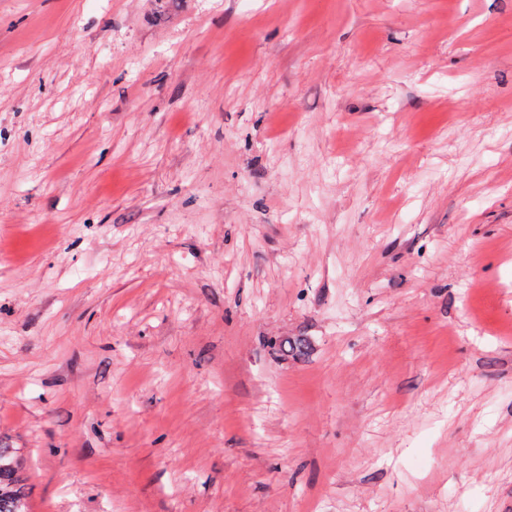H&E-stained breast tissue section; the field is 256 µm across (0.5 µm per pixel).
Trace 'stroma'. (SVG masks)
<instances>
[{
	"mask_svg": "<svg viewBox=\"0 0 512 512\" xmlns=\"http://www.w3.org/2000/svg\"><path fill=\"white\" fill-rule=\"evenodd\" d=\"M0 434L32 512H512V0H0ZM266 347L269 354L276 360H287L292 357L293 360L308 359L314 352V342L308 336H297L291 338L275 337L267 340Z\"/></svg>",
	"mask_w": 512,
	"mask_h": 512,
	"instance_id": "1",
	"label": "stroma"
}]
</instances>
